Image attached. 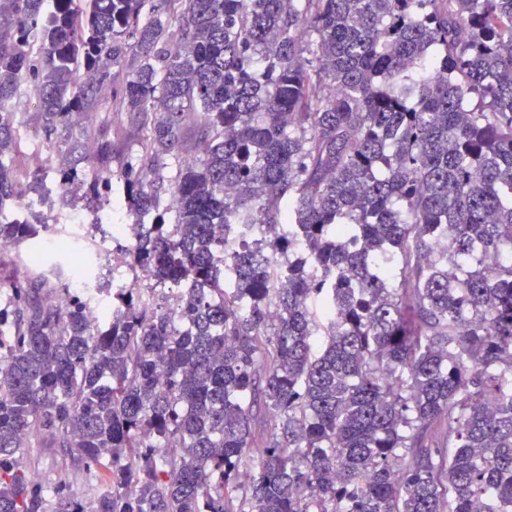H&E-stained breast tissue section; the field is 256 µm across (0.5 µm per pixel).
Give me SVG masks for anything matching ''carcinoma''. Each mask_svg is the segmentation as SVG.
I'll use <instances>...</instances> for the list:
<instances>
[{"instance_id":"1","label":"carcinoma","mask_w":512,"mask_h":512,"mask_svg":"<svg viewBox=\"0 0 512 512\" xmlns=\"http://www.w3.org/2000/svg\"><path fill=\"white\" fill-rule=\"evenodd\" d=\"M113 199L154 282L30 265ZM5 252L0 512H512V0H0ZM31 474L44 486L53 488L62 479L66 483L65 494L71 501L85 504L92 498L90 485L94 481L108 480V472H90L73 465L63 448H26L21 459Z\"/></svg>"}]
</instances>
